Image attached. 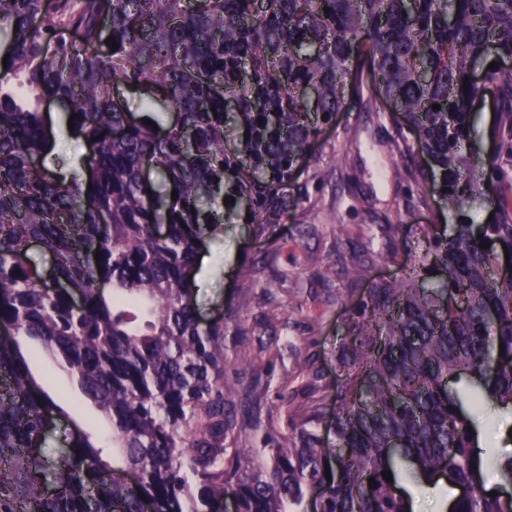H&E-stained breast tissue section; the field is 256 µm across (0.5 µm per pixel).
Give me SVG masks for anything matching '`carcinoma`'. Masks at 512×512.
I'll return each mask as SVG.
<instances>
[{"label":"carcinoma","mask_w":512,"mask_h":512,"mask_svg":"<svg viewBox=\"0 0 512 512\" xmlns=\"http://www.w3.org/2000/svg\"><path fill=\"white\" fill-rule=\"evenodd\" d=\"M491 45L512 58V0H0V512H216L229 492L237 512H309L317 487V512H411L400 460L460 487L452 512H512L489 496L465 407L512 413L500 154L462 148L480 93L472 64ZM485 81L512 91V70ZM119 82L142 115L115 96ZM349 90L394 101L398 149L426 153L420 173L460 221L372 289L336 391L335 443L311 414L269 448H232L262 422L224 405V323L201 325L191 300L196 242L226 203L251 224L280 223L295 165ZM49 99L65 106L56 128ZM60 130L83 147L71 162L53 153ZM487 184L497 222L471 224L466 205ZM429 274L438 289L418 284ZM19 335L76 374L112 427V454L79 429L46 446L61 408ZM463 376L467 397L448 383ZM496 463L512 484V450Z\"/></svg>","instance_id":"cac0c4a2"}]
</instances>
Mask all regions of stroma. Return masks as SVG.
<instances>
[{
	"label": "stroma",
	"mask_w": 512,
	"mask_h": 512,
	"mask_svg": "<svg viewBox=\"0 0 512 512\" xmlns=\"http://www.w3.org/2000/svg\"><path fill=\"white\" fill-rule=\"evenodd\" d=\"M511 122L512 95L495 94L478 108L466 143L480 155L499 151L510 180L512 150L500 142ZM395 140L381 96H350L346 109L321 125L318 163L300 177L283 223L251 224L228 210L201 250L212 268L195 279L192 300L203 322H224V370L237 381L224 403L240 415L259 414L267 441L283 434L288 418L315 411L321 436L331 439L351 331L371 289L400 279L435 230L456 221L421 188L420 155L400 153ZM24 349L40 387L68 412L50 447L76 428L110 447L107 421L81 399L71 372L37 344ZM400 475L411 512H435L457 493L429 488L407 464Z\"/></svg>",
	"instance_id": "1"
}]
</instances>
